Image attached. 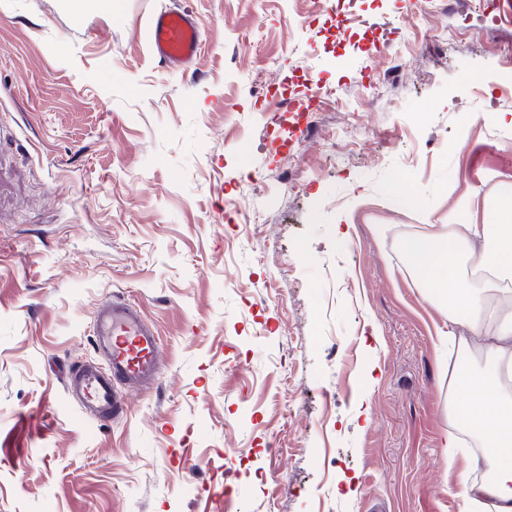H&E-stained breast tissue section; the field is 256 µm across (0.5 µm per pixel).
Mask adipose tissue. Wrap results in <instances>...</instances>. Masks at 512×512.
Wrapping results in <instances>:
<instances>
[{"mask_svg": "<svg viewBox=\"0 0 512 512\" xmlns=\"http://www.w3.org/2000/svg\"><path fill=\"white\" fill-rule=\"evenodd\" d=\"M407 269L425 287L448 281V342L460 345L456 398L448 403V459L461 450L459 430L475 432L484 452L467 459L487 480L463 481V512H512V194L496 220L473 224L459 211L426 224L400 244Z\"/></svg>", "mask_w": 512, "mask_h": 512, "instance_id": "adipose-tissue-1", "label": "adipose tissue"}]
</instances>
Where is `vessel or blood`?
Wrapping results in <instances>:
<instances>
[{"label":"vessel or blood","instance_id":"1","mask_svg":"<svg viewBox=\"0 0 512 512\" xmlns=\"http://www.w3.org/2000/svg\"><path fill=\"white\" fill-rule=\"evenodd\" d=\"M150 34L159 61L183 68L196 61L202 34L191 13L156 12ZM92 336L94 350L105 363H88L71 372L65 393L78 398L93 422L101 425L125 414L123 392L158 382L161 347L142 310L115 299L95 310Z\"/></svg>","mask_w":512,"mask_h":512}]
</instances>
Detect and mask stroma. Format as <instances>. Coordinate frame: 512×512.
Listing matches in <instances>:
<instances>
[{
	"instance_id": "obj_1",
	"label": "stroma",
	"mask_w": 512,
	"mask_h": 512,
	"mask_svg": "<svg viewBox=\"0 0 512 512\" xmlns=\"http://www.w3.org/2000/svg\"><path fill=\"white\" fill-rule=\"evenodd\" d=\"M166 8L200 26L193 69L151 53ZM82 18L0 0V512H462L481 443L442 455L456 351L398 243L464 203L490 221L512 184V0ZM312 81L337 100L309 129ZM114 298L153 324L163 370L95 425L62 371L95 359Z\"/></svg>"
}]
</instances>
